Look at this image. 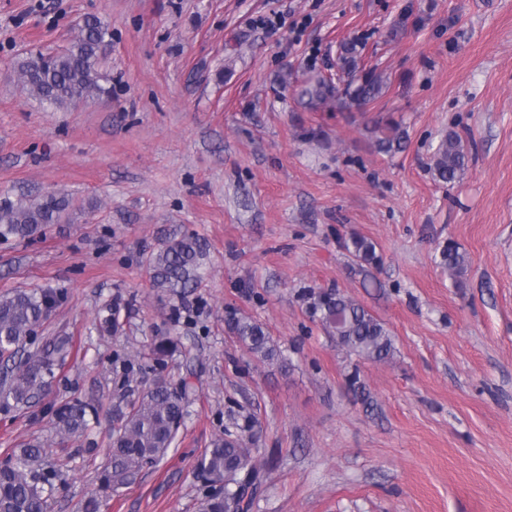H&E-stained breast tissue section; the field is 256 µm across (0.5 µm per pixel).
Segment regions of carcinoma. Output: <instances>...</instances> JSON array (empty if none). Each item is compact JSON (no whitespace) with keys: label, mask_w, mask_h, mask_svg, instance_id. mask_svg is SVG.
<instances>
[{"label":"carcinoma","mask_w":512,"mask_h":512,"mask_svg":"<svg viewBox=\"0 0 512 512\" xmlns=\"http://www.w3.org/2000/svg\"><path fill=\"white\" fill-rule=\"evenodd\" d=\"M111 46L108 28L95 17L79 25L69 45L55 54L29 53L15 71L29 95L55 108H72L108 94L102 85L106 76L101 62ZM384 86L383 77L370 73L360 84L345 87L322 77L305 81L298 91L305 104L315 109L333 100L363 107L376 99ZM372 133L376 149L392 153L402 148L398 125L377 124ZM467 169L461 138L448 133L438 144L431 163L436 179L451 184ZM70 207L67 193L57 191L34 201L20 200L0 206V239L25 240L51 224L65 221ZM350 254L359 262L377 261L376 246L355 237ZM441 265L449 278L458 280L466 267L463 254L451 243L440 252ZM205 252L199 238L180 235L170 238L152 255L153 286L175 295L197 283ZM56 294L42 289L16 290L0 296V412L8 415L29 408L49 385L54 369L70 354L67 338L35 345L37 328L50 315ZM309 317L318 321L348 355L371 362H386L395 353L394 338L386 324L347 292L339 288H306L302 293ZM228 327L254 357L269 363H286L280 349L264 328L245 317L232 316ZM179 350L178 343L162 334L155 337L149 360L164 364ZM116 375L127 379L146 370L143 360L117 354L112 359ZM190 386L172 388L160 377L131 401L128 409L116 410L110 434L107 462L100 473V490L115 492L134 484L143 470L156 465L174 443L187 415ZM101 408L78 397L62 402L53 410L55 435L82 436L98 421ZM253 429V416L224 428V436L210 442L197 459V478L207 488L203 512H248L262 484L255 458L261 449L247 447L244 436ZM43 444L33 441L14 448L0 461V512H49L50 500L62 483L59 471L45 462Z\"/></svg>","instance_id":"obj_1"}]
</instances>
